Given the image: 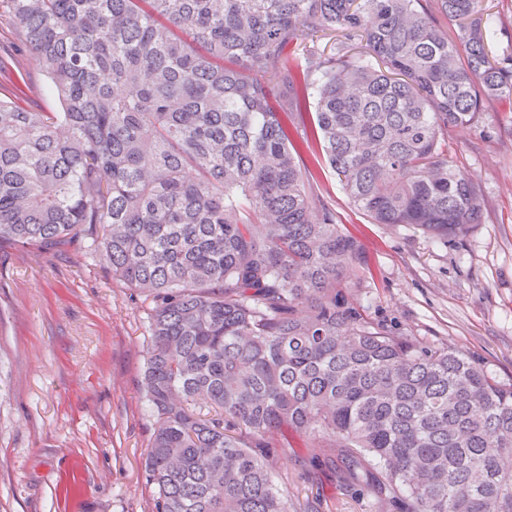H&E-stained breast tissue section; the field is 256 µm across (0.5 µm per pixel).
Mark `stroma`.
Returning <instances> with one entry per match:
<instances>
[{"mask_svg":"<svg viewBox=\"0 0 512 512\" xmlns=\"http://www.w3.org/2000/svg\"><path fill=\"white\" fill-rule=\"evenodd\" d=\"M26 84L21 107L58 100L8 17H0V94ZM448 158L477 182L484 217L449 242L371 223L334 172L314 187L363 244L368 269L350 301L426 345L465 351L512 380V102L480 126L448 132ZM144 295L113 280L82 244L60 250L0 241V512H153L144 463L153 418L141 389L150 343ZM273 476L318 512H394L364 484L345 485L293 439Z\"/></svg>","mask_w":512,"mask_h":512,"instance_id":"obj_1","label":"stroma"}]
</instances>
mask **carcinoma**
Listing matches in <instances>:
<instances>
[{"mask_svg":"<svg viewBox=\"0 0 512 512\" xmlns=\"http://www.w3.org/2000/svg\"><path fill=\"white\" fill-rule=\"evenodd\" d=\"M483 2L0 0L61 107L0 99V240H82L150 301L155 512H311L271 478L290 432L397 512H512V382L351 305L304 159L376 224L482 223L448 129L512 100Z\"/></svg>","mask_w":512,"mask_h":512,"instance_id":"obj_1","label":"carcinoma"}]
</instances>
